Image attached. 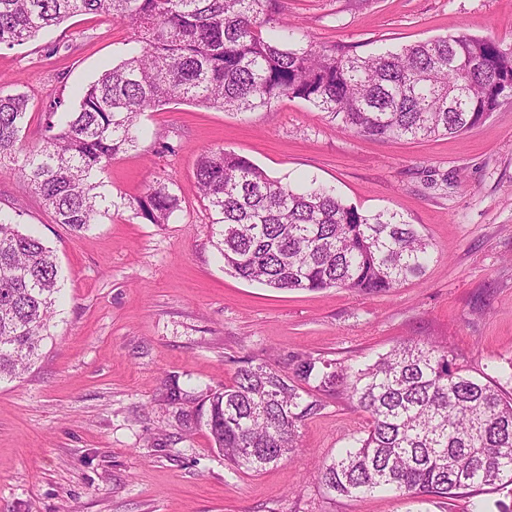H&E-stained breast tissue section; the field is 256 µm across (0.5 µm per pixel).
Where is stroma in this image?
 Listing matches in <instances>:
<instances>
[{
	"instance_id": "stroma-1",
	"label": "stroma",
	"mask_w": 512,
	"mask_h": 512,
	"mask_svg": "<svg viewBox=\"0 0 512 512\" xmlns=\"http://www.w3.org/2000/svg\"><path fill=\"white\" fill-rule=\"evenodd\" d=\"M276 16L315 46L359 54L459 31L512 46V0H277ZM130 37L81 15L0 49V93L29 98L23 148L40 142L50 104L73 108ZM138 124L143 137L103 175L116 207L79 234L20 190L14 164L0 168V214L54 250L64 294L39 360L0 381V512H415L391 493L352 499L316 479L368 426L346 391L304 421L292 457L258 473L232 470L197 417L242 360L358 367L409 338L512 393V100L472 130L424 141L341 131L287 96L268 112L172 102ZM218 147L282 181L335 187L364 212L398 213L432 261L378 294L280 291L225 273L193 176ZM159 179L181 200L160 225L134 202ZM172 384L181 401H166Z\"/></svg>"
}]
</instances>
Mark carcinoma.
Returning a JSON list of instances; mask_svg holds the SVG:
<instances>
[{"label": "carcinoma", "instance_id": "obj_1", "mask_svg": "<svg viewBox=\"0 0 512 512\" xmlns=\"http://www.w3.org/2000/svg\"><path fill=\"white\" fill-rule=\"evenodd\" d=\"M273 2L0 0V49L88 14L129 25L137 45L85 88L66 119L53 106L41 143L23 154L28 99L0 95V164L17 165L22 191L81 232L113 206L101 174L135 146L138 116L173 101L269 112L288 96L341 131L415 141L466 132L512 98V47L493 39L458 32L364 55L316 48L273 18ZM194 177L224 270L235 277L276 290L385 293L431 260L430 243L396 213L364 214L314 182L293 188L232 151L203 153ZM179 207L160 180L136 199L151 224L169 223ZM60 279L53 251L1 217L0 378L19 376L38 356ZM297 380L313 386L303 391ZM340 387L370 425L318 466L331 491L392 490L409 500L484 486L512 494V398L432 342H402L356 370L304 359L293 378L245 360L234 382L210 395L204 426L232 468L258 473L296 451L302 422L322 408L318 395Z\"/></svg>", "mask_w": 512, "mask_h": 512}]
</instances>
